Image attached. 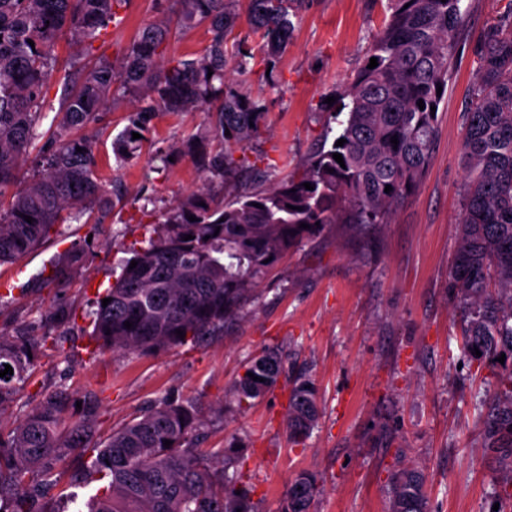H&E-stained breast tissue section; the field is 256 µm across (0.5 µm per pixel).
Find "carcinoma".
Segmentation results:
<instances>
[{"mask_svg": "<svg viewBox=\"0 0 512 512\" xmlns=\"http://www.w3.org/2000/svg\"><path fill=\"white\" fill-rule=\"evenodd\" d=\"M466 2L390 0V15L362 64L337 101L323 105L342 117L337 134L329 138L332 128L326 127L303 173L260 191L237 185L238 175L260 172L247 151L267 115L260 100L226 89L228 65L244 71L254 58L235 34L238 0H171L168 12L140 28L115 59L94 53V43L123 22L128 0H0V265L33 251L58 225L99 224L112 214L87 130L117 100L134 101L112 141L121 166L139 158L159 115L201 111L205 117L197 130L156 150L155 159L166 165L175 155L189 156L206 173L203 183L178 197L152 234L130 248L119 275L97 297L88 335L92 354L122 355L196 344L223 331L247 313L258 298L259 280L283 254L318 238L330 224L362 230L388 223L421 182L438 136L431 107L444 99L437 87L447 90L467 22ZM302 3L248 0L246 20L261 39L263 69L275 71ZM199 29L207 38L202 49L163 60L171 37ZM62 39L76 50L61 66L55 47ZM472 52L477 68L462 140L467 174L458 191L461 231L448 291L460 312L470 361L489 368L496 381L482 415L483 435L512 500V0L474 40ZM372 57L378 66L370 69ZM55 77L61 84L56 105L48 100ZM50 112L53 130L40 148L38 170L28 175L30 148ZM134 132L141 138L132 139ZM341 138L346 142L336 145ZM335 153L345 166L333 159ZM215 179L227 194L210 191ZM306 183L314 189H305ZM26 215L33 221H25ZM186 235L192 239L183 240ZM89 251L67 252L39 286L82 276ZM105 298L111 302L104 307ZM73 315L60 308L11 328L0 325V370L13 369L0 377V413L17 403L40 358L64 352ZM501 355L502 364L496 361ZM283 375L281 354L264 349L248 360L228 401L240 406L263 397ZM96 401L91 390L80 399L63 388L46 390L23 409L19 425L0 428V512H61L51 507L50 494L77 452L87 459L71 471L67 498L80 502L78 512H259L254 487L238 471L246 446L230 443L221 469H211L197 448L202 422L193 400L168 392L95 443ZM318 419L314 380L293 378L289 437L302 442ZM319 494L317 475L302 472L280 512H315ZM388 497L389 512H430L425 475L416 466L392 475Z\"/></svg>", "mask_w": 512, "mask_h": 512, "instance_id": "1", "label": "carcinoma"}]
</instances>
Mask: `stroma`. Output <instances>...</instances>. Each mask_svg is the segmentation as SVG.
<instances>
[{"mask_svg": "<svg viewBox=\"0 0 512 512\" xmlns=\"http://www.w3.org/2000/svg\"><path fill=\"white\" fill-rule=\"evenodd\" d=\"M508 1L472 0L427 174L389 222L363 234L333 224L316 242L280 258L261 280L258 302L223 335L158 354L89 356L86 314L147 227L111 217L58 226L24 258L28 276L15 283L7 303L22 320L61 307L76 313L66 360H40L24 401L37 403L43 390L59 386L77 395L94 391L102 439L178 391L198 408L201 448L217 453L231 439H246L242 473L261 512H278L291 480L304 470L321 477L318 512H387L389 475L407 463L426 476L431 512H491L496 505L512 512V502L495 496L499 471L474 408L491 375L465 355L448 292L461 222L464 111L476 67L472 40ZM167 6V0H130L123 24L108 30L107 54L122 55L137 30ZM388 15V0H304L273 81L259 65L234 74V85L267 108L268 127L252 148L275 163L277 176L306 168L330 120L322 102L351 80ZM127 107L119 102L103 118L104 131L94 139L98 166L121 182L125 205L147 197L150 210H165L196 189L202 173L190 157L162 168L153 156L195 131L203 115L159 117L140 158L120 169L112 140L125 125ZM84 245L91 255L80 278L35 285L38 274ZM265 348L283 353L288 375L304 373L316 383L321 415L305 444L288 437L287 385L239 408L225 404L246 360Z\"/></svg>", "mask_w": 512, "mask_h": 512, "instance_id": "1", "label": "stroma"}]
</instances>
